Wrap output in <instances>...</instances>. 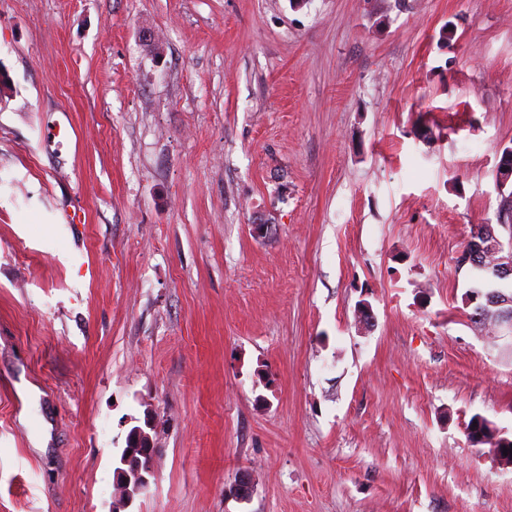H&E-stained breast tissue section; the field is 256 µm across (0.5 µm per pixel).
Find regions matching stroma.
I'll list each match as a JSON object with an SVG mask.
<instances>
[{
  "label": "stroma",
  "mask_w": 512,
  "mask_h": 512,
  "mask_svg": "<svg viewBox=\"0 0 512 512\" xmlns=\"http://www.w3.org/2000/svg\"><path fill=\"white\" fill-rule=\"evenodd\" d=\"M0 76V512H512V0H0ZM486 299L488 301V304L493 306H501L509 304L506 308H495L487 306L483 309L482 313L477 312V304L474 307V311L471 315V319L475 324H478L480 326L487 327L488 330H490L492 333H497L499 330V325L503 323V316L504 320H506L510 325L511 330V320L510 315L508 313H504L502 316V313L506 309L512 308L511 302L506 297L502 296L501 294L497 292H491L486 294ZM505 300V301H504ZM467 437L472 444V446H478L483 444L494 445L495 448H500L501 456L506 459L508 462L512 461V456H510L509 449H512V440L506 438L509 441L508 445H502L500 440L504 437H498V441L493 442V440L497 437L496 429L491 421L487 418L476 414L471 417L469 423L467 424ZM507 448V456L503 455V449ZM141 431L140 436L134 433L130 434L129 432L127 446L124 448L120 458L121 466L117 467L116 470L120 481L123 477V473H127L131 476V483L129 486V490L131 492L134 490L135 477L133 471L141 466L143 467L147 463L151 465L153 457L152 453H154V448L148 432L143 429H141Z\"/></svg>",
  "instance_id": "1"
}]
</instances>
